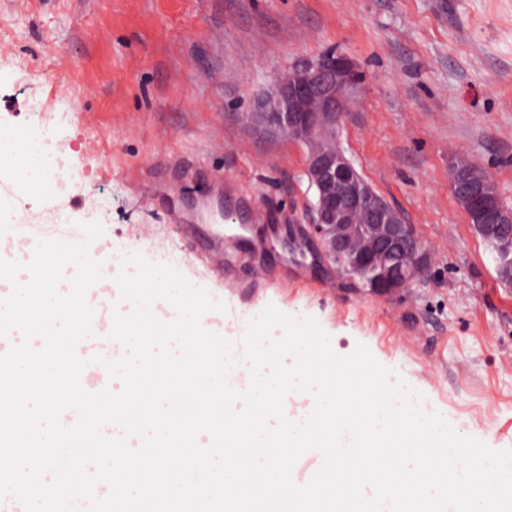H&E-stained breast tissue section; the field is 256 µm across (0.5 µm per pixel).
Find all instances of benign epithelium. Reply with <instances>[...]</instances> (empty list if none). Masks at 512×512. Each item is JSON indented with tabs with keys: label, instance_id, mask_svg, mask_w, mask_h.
<instances>
[{
	"label": "benign epithelium",
	"instance_id": "obj_1",
	"mask_svg": "<svg viewBox=\"0 0 512 512\" xmlns=\"http://www.w3.org/2000/svg\"><path fill=\"white\" fill-rule=\"evenodd\" d=\"M363 75L344 54L321 52L279 75L249 113L271 137L286 135L307 148L314 190L312 233L329 260L375 296H390L428 275L430 260L412 225L355 169L337 143L342 115ZM450 187L483 238L512 237V210L497 188L468 167H448Z\"/></svg>",
	"mask_w": 512,
	"mask_h": 512
}]
</instances>
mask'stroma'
<instances>
[{"instance_id": "stroma-1", "label": "stroma", "mask_w": 512, "mask_h": 512, "mask_svg": "<svg viewBox=\"0 0 512 512\" xmlns=\"http://www.w3.org/2000/svg\"><path fill=\"white\" fill-rule=\"evenodd\" d=\"M327 50L364 75L340 145L432 260L424 281L390 297L310 252L308 283L234 287L212 271L208 241L169 220L219 222L235 179L268 215L251 238L308 228L305 147L263 135L247 114L277 73ZM58 78L76 96V111L55 115L76 179L62 192L0 165V237L16 230L17 201L55 205L72 223L27 225L30 245L100 224L89 256L165 262L237 322L270 305L314 319L337 355L364 345L457 434L512 449V286L448 179L466 160L512 208V0H0V130L23 137L33 97L57 103ZM323 277L333 290L313 288Z\"/></svg>"}]
</instances>
